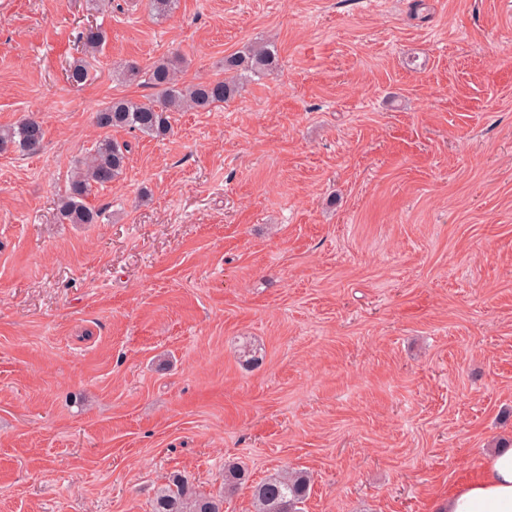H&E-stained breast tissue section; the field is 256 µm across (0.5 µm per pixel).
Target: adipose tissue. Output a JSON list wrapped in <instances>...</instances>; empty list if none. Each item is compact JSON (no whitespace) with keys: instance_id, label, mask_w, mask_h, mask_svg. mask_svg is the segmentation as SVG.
Returning <instances> with one entry per match:
<instances>
[{"instance_id":"ef3b65f1","label":"adipose tissue","mask_w":512,"mask_h":512,"mask_svg":"<svg viewBox=\"0 0 512 512\" xmlns=\"http://www.w3.org/2000/svg\"><path fill=\"white\" fill-rule=\"evenodd\" d=\"M436 512H512V448L487 454L478 477L439 502Z\"/></svg>"}]
</instances>
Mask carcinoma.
<instances>
[{
    "mask_svg": "<svg viewBox=\"0 0 512 512\" xmlns=\"http://www.w3.org/2000/svg\"><path fill=\"white\" fill-rule=\"evenodd\" d=\"M107 40L99 26H88L81 33L84 54L96 56ZM183 59L174 55L154 61L141 68L135 61H125L113 67L112 75L124 83L140 80L156 90L148 101L114 99L95 113L97 128L111 130L127 128L148 136H165L171 131L169 114L183 109L207 110L235 97L241 89L240 80L247 76L266 77L275 73L277 56L268 44H255L239 53L224 57V73L228 77L184 85L177 78ZM66 80L80 85L90 78L87 60L73 61L65 69ZM44 141V129L33 117H24L16 124L0 128V152L11 148L37 152ZM129 145L108 136L100 139L85 156L76 160L66 195L60 200L59 214L69 224H96L101 213L87 205L85 199L95 185L118 180L126 166ZM248 481L247 470L238 464L224 467V486L236 488ZM310 477L305 471L277 474L252 486L256 512H300L299 504L306 498ZM154 512H222L221 501L192 493L187 481L175 475L170 484L155 497Z\"/></svg>",
    "mask_w": 512,
    "mask_h": 512,
    "instance_id": "carcinoma-1",
    "label": "carcinoma"
}]
</instances>
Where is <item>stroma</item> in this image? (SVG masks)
<instances>
[{"instance_id":"obj_1","label":"stroma","mask_w":512,"mask_h":512,"mask_svg":"<svg viewBox=\"0 0 512 512\" xmlns=\"http://www.w3.org/2000/svg\"><path fill=\"white\" fill-rule=\"evenodd\" d=\"M107 32L68 83L88 25ZM274 45L275 75L125 129L96 224L57 206L95 113ZM0 512H152L173 475L254 512H434L512 442V0H0ZM44 129L39 121L33 117H24L16 124L0 128V152L10 148L20 149L24 152H37L44 141ZM310 477L306 471L277 474L252 486L256 512H301L299 504L306 498Z\"/></svg>"}]
</instances>
